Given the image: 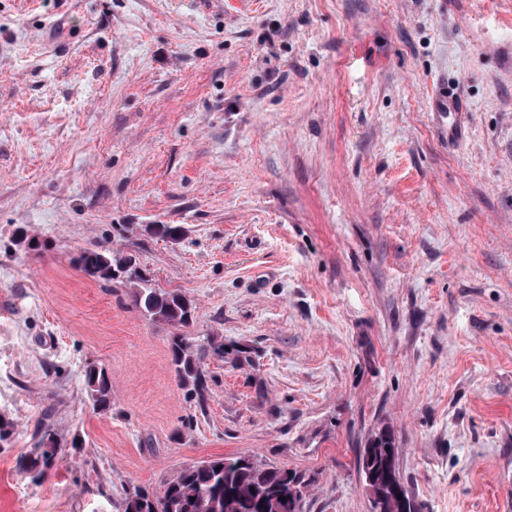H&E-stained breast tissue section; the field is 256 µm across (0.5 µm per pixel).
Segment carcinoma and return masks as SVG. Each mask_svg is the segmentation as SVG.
<instances>
[{"mask_svg":"<svg viewBox=\"0 0 512 512\" xmlns=\"http://www.w3.org/2000/svg\"><path fill=\"white\" fill-rule=\"evenodd\" d=\"M183 229L178 224H155L151 235L178 240ZM77 269L89 280L112 284L129 282L137 285L134 304L145 316L174 329L193 320L192 301L175 291L151 288L138 274L129 256H116L110 249H88L75 257ZM174 371L180 386L190 387L201 396L207 387V376L200 354L183 336L171 337ZM85 382L94 406L105 410L112 401V384L106 369L90 365ZM395 439L384 430L363 450L362 471H387L396 476ZM308 484L297 472L288 468L266 467L249 457L214 458L178 471L156 494L139 490L128 494L124 512H295L293 491L306 490ZM374 497L377 512H421L415 500L403 510L391 501L384 488L367 486Z\"/></svg>","mask_w":512,"mask_h":512,"instance_id":"carcinoma-1","label":"carcinoma"}]
</instances>
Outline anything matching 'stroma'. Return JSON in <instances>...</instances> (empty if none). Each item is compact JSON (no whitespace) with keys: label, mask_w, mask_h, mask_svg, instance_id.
<instances>
[{"label":"stroma","mask_w":512,"mask_h":512,"mask_svg":"<svg viewBox=\"0 0 512 512\" xmlns=\"http://www.w3.org/2000/svg\"><path fill=\"white\" fill-rule=\"evenodd\" d=\"M96 248L194 301L204 395ZM0 416V512L230 456L376 512L384 428L423 512H512V0H0ZM85 382L94 406L101 410L109 408L112 401V384L106 369L97 365L88 366L85 370Z\"/></svg>","instance_id":"1"}]
</instances>
